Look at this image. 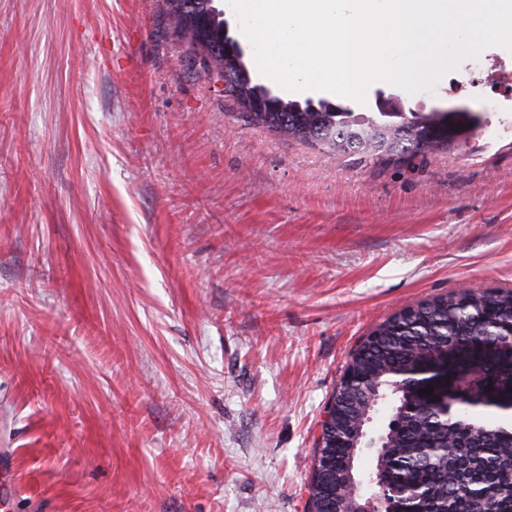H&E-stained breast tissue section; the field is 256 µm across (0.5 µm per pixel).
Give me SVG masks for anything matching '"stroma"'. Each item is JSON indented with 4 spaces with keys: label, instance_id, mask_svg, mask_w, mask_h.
I'll return each mask as SVG.
<instances>
[{
    "label": "stroma",
    "instance_id": "obj_1",
    "mask_svg": "<svg viewBox=\"0 0 512 512\" xmlns=\"http://www.w3.org/2000/svg\"><path fill=\"white\" fill-rule=\"evenodd\" d=\"M470 64L458 92L295 93L484 119L459 148L370 161L247 122L164 0H0L8 512H308L325 407L372 329L512 289V99Z\"/></svg>",
    "mask_w": 512,
    "mask_h": 512
}]
</instances>
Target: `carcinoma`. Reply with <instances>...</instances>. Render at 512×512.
Masks as SVG:
<instances>
[{
  "instance_id": "cac0c4a2",
  "label": "carcinoma",
  "mask_w": 512,
  "mask_h": 512,
  "mask_svg": "<svg viewBox=\"0 0 512 512\" xmlns=\"http://www.w3.org/2000/svg\"><path fill=\"white\" fill-rule=\"evenodd\" d=\"M206 0H165L175 31L224 92L252 121L288 138L372 160L434 153L467 141L481 123L468 111L321 112L277 96L250 80L241 57L226 53L223 12ZM448 359L452 418L432 411L443 390L407 373ZM512 290H461L387 317L351 354L329 401L309 487V512H348L358 494L368 419L377 397L391 415L381 453L368 469L382 472L399 512H512Z\"/></svg>"
}]
</instances>
